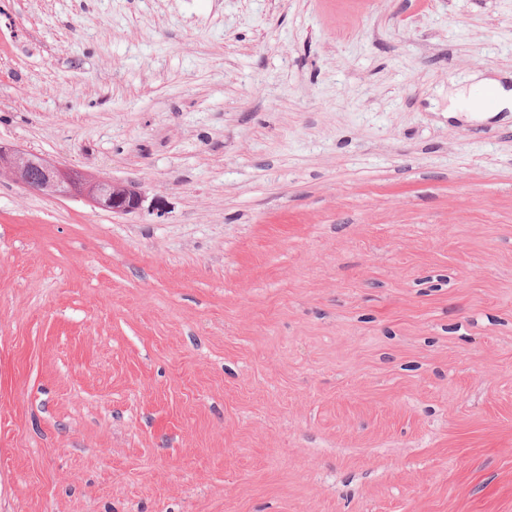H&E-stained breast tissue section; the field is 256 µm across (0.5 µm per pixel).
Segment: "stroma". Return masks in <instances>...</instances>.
<instances>
[{"label": "stroma", "instance_id": "stroma-1", "mask_svg": "<svg viewBox=\"0 0 512 512\" xmlns=\"http://www.w3.org/2000/svg\"><path fill=\"white\" fill-rule=\"evenodd\" d=\"M512 0H0V512H512ZM3 174L34 192L56 197L83 196L97 208L114 214H132L142 207L143 196L132 182L93 176L37 153L1 144L0 176Z\"/></svg>", "mask_w": 512, "mask_h": 512}]
</instances>
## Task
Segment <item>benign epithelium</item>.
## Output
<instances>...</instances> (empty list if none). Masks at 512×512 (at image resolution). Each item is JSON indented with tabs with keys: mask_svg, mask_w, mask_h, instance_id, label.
Here are the masks:
<instances>
[{
	"mask_svg": "<svg viewBox=\"0 0 512 512\" xmlns=\"http://www.w3.org/2000/svg\"><path fill=\"white\" fill-rule=\"evenodd\" d=\"M3 174L34 192L56 197L83 196L97 208L114 214H132L142 207L143 196L132 182L93 176L37 153L1 144L0 176Z\"/></svg>",
	"mask_w": 512,
	"mask_h": 512,
	"instance_id": "7a95c632",
	"label": "benign epithelium"
}]
</instances>
